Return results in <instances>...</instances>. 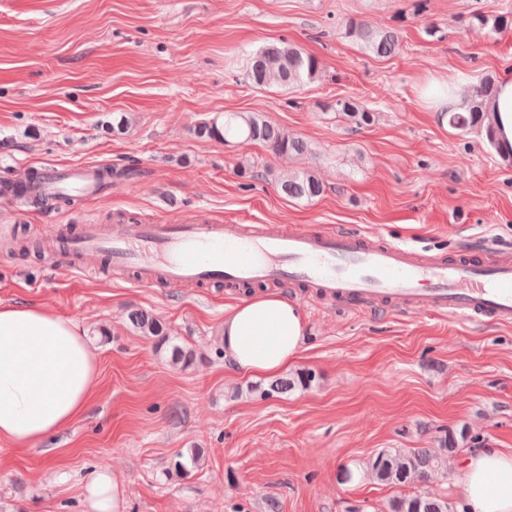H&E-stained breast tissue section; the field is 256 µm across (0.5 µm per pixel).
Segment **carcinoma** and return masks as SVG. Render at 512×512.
Listing matches in <instances>:
<instances>
[{
  "instance_id": "carcinoma-1",
  "label": "carcinoma",
  "mask_w": 512,
  "mask_h": 512,
  "mask_svg": "<svg viewBox=\"0 0 512 512\" xmlns=\"http://www.w3.org/2000/svg\"><path fill=\"white\" fill-rule=\"evenodd\" d=\"M466 27L488 30L492 35L502 34L512 29V13L486 15L473 12L465 20ZM347 37L359 42L368 52L378 56H391L399 50L400 41L392 28L374 29L366 23L348 20L344 25ZM320 70L319 60L301 47L288 43L271 45L254 55L248 64L247 76L258 87L290 88L313 81ZM495 87L491 78L481 80L468 96L465 110L448 113V125L461 132L472 130L484 131L490 145L496 144L495 130L485 123L484 102ZM326 107L343 114L358 127L371 124L372 112L351 97L338 98L326 104ZM197 134L218 139L223 142L229 137L239 138L244 142H258L275 156H302L309 153L306 141L293 137L283 129L271 124L253 112H233L224 115V125L217 121L204 122L197 127ZM281 192L295 199L312 200L323 193V184L311 170H302L282 176L278 179ZM132 325L146 336L158 338L164 344L169 341L168 328L157 318L144 313L133 312L130 315ZM170 360L175 364L188 367L194 362L192 351L173 344L170 348ZM315 375L301 371L288 379L273 381L261 395L269 397L282 394L300 386L311 387ZM370 472L387 484L401 485L414 478L427 480L432 474L445 467V459L429 448L383 449L367 461ZM389 512H454L448 500L429 492L411 496L396 497L389 503Z\"/></svg>"
}]
</instances>
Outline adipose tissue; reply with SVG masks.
<instances>
[{
	"mask_svg": "<svg viewBox=\"0 0 512 512\" xmlns=\"http://www.w3.org/2000/svg\"><path fill=\"white\" fill-rule=\"evenodd\" d=\"M485 108L502 153L512 152V72L499 76ZM306 316L263 294L224 318V357L244 376H274L303 351ZM98 384V354L83 328L52 310L0 301V442L29 448L80 420ZM464 512H512V452L482 448L461 461ZM88 512H125L124 484L108 468L82 485Z\"/></svg>",
	"mask_w": 512,
	"mask_h": 512,
	"instance_id": "adipose-tissue-1",
	"label": "adipose tissue"
}]
</instances>
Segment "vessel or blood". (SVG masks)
Masks as SVG:
<instances>
[{"instance_id": "vessel-or-blood-1", "label": "vessel or blood", "mask_w": 512, "mask_h": 512, "mask_svg": "<svg viewBox=\"0 0 512 512\" xmlns=\"http://www.w3.org/2000/svg\"><path fill=\"white\" fill-rule=\"evenodd\" d=\"M58 190L89 195L97 175L67 168L53 175ZM44 247L53 273L74 269L72 258L94 255L105 268L132 272L136 288L228 283H304L349 308L384 300L413 314L430 311L459 321L512 322V263L478 255L428 258L403 243L351 228L313 231L264 224H82L51 233Z\"/></svg>"}]
</instances>
